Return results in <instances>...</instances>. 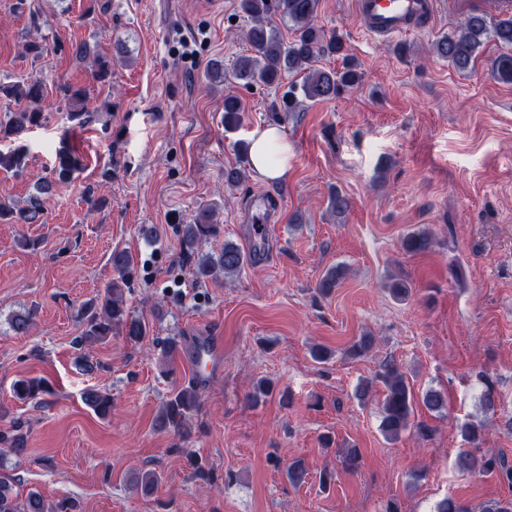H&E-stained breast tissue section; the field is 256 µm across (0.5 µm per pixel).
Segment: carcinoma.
Listing matches in <instances>:
<instances>
[{
    "label": "carcinoma",
    "instance_id": "carcinoma-1",
    "mask_svg": "<svg viewBox=\"0 0 512 512\" xmlns=\"http://www.w3.org/2000/svg\"><path fill=\"white\" fill-rule=\"evenodd\" d=\"M319 0H238L239 12L246 19L245 40L248 53L239 56L231 70H224L221 60L212 59L206 64L205 77L208 81L227 85L224 94V127L233 128L242 122V103L232 87L241 85H264L279 88L290 76H299L301 81L288 83L277 107L272 109L276 119L283 113L299 112L305 103L313 104L330 101L343 93L356 90L362 85L363 73L351 55L345 53L343 37L336 31H325L316 25ZM285 24L292 37L285 39L273 20ZM493 41L504 51L487 60L492 76L499 82L512 85V15L491 19L483 13L467 15L452 31L441 36L434 43L437 57L461 72L475 70L478 57L484 46ZM326 55L341 58L339 69L324 70L316 67L319 59ZM44 82L33 78L26 82L0 83V95L17 102L37 103L44 98ZM69 102L68 119L83 125L89 122L94 113L87 111V93L83 88L68 85L64 87ZM42 110L20 108L7 116L0 127L17 134L40 123ZM249 146L240 148L239 161L224 170V184L230 187L239 185L248 178ZM57 162L52 170V178L36 185V193L30 195L23 205L10 199L0 200V222L9 224H37L45 212L46 204L54 185L69 183L81 169L80 159L63 147L56 153ZM27 166L23 148L17 147L7 152L0 151V171L21 174ZM328 205L336 217H343L351 207L350 199L342 192L333 189L328 195ZM221 226L214 222V207L205 205L192 220L182 225L181 254L184 258L195 259L191 269L198 280H207L217 275H235L241 272L245 256L239 247L226 242L218 251L204 253V242L216 238ZM433 246L432 235L425 231L407 234L402 240L404 251L412 254L424 253ZM110 262L117 277L112 279L102 293L86 302L80 312L82 326L79 344L104 342L114 335L130 343H139L149 333L145 320L130 314L123 300V287L128 284L130 260L124 250H114ZM344 275L340 265L329 269L318 281L316 291L326 296L339 284ZM381 379L386 388L382 401L381 430L389 440H396L408 429L414 415L416 397L412 386L393 362L383 365ZM14 396L19 400H37L46 393L41 379H21L13 386ZM85 404L96 415L106 418L112 414V394L99 388H90L84 393ZM199 398L196 387H182L174 391L154 419V427L160 431L173 430L180 433L196 412ZM461 434L469 447L458 456V467L464 472L496 476L500 481L512 486V465L504 458L482 452L484 429L481 425L466 423ZM288 482L300 486L306 481L307 470L304 463L295 460L285 470ZM160 480L155 471L140 470L134 476L133 484L145 496L150 495ZM0 512H77L74 501L58 500L47 502L37 494H30L20 501L12 495L9 481L0 476Z\"/></svg>",
    "mask_w": 512,
    "mask_h": 512
}]
</instances>
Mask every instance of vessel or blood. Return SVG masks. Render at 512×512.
<instances>
[{"mask_svg": "<svg viewBox=\"0 0 512 512\" xmlns=\"http://www.w3.org/2000/svg\"><path fill=\"white\" fill-rule=\"evenodd\" d=\"M355 8L364 31L393 39L410 32L415 22L430 17L433 0H356ZM223 358V337H198L190 357L195 379L206 381L221 368Z\"/></svg>", "mask_w": 512, "mask_h": 512, "instance_id": "1", "label": "vessel or blood"}]
</instances>
